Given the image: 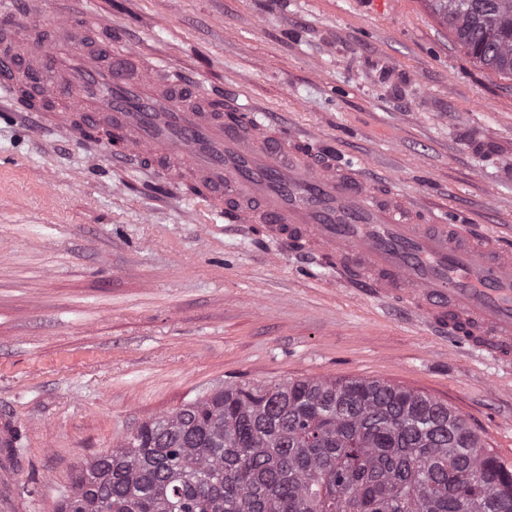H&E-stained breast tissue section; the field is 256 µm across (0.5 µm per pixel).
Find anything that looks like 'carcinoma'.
I'll list each match as a JSON object with an SVG mask.
<instances>
[{"label": "carcinoma", "instance_id": "obj_1", "mask_svg": "<svg viewBox=\"0 0 512 512\" xmlns=\"http://www.w3.org/2000/svg\"><path fill=\"white\" fill-rule=\"evenodd\" d=\"M512 76V0H427ZM59 512H512V467L460 415L379 380L232 385L76 468Z\"/></svg>", "mask_w": 512, "mask_h": 512}]
</instances>
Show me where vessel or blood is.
Wrapping results in <instances>:
<instances>
[{
    "label": "vessel or blood",
    "instance_id": "1",
    "mask_svg": "<svg viewBox=\"0 0 512 512\" xmlns=\"http://www.w3.org/2000/svg\"><path fill=\"white\" fill-rule=\"evenodd\" d=\"M101 15H61L50 39L20 30L0 0V98L60 105L43 113L74 132L100 124L120 159L159 162L165 180L193 184L217 216L261 226L265 239L326 258L349 286L406 309L437 332L512 358V249L480 225L450 224L362 171L319 156L316 133L285 134L255 115L214 105L167 63L102 39ZM181 97L172 105V97Z\"/></svg>",
    "mask_w": 512,
    "mask_h": 512
}]
</instances>
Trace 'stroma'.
<instances>
[{"label":"stroma","mask_w":512,"mask_h":512,"mask_svg":"<svg viewBox=\"0 0 512 512\" xmlns=\"http://www.w3.org/2000/svg\"><path fill=\"white\" fill-rule=\"evenodd\" d=\"M201 91L317 131L336 160L512 242V77L424 0H69ZM214 221L100 135L0 111V416L14 512L81 462L240 383L379 379L447 403L512 466V364L451 344L334 269Z\"/></svg>","instance_id":"obj_1"}]
</instances>
